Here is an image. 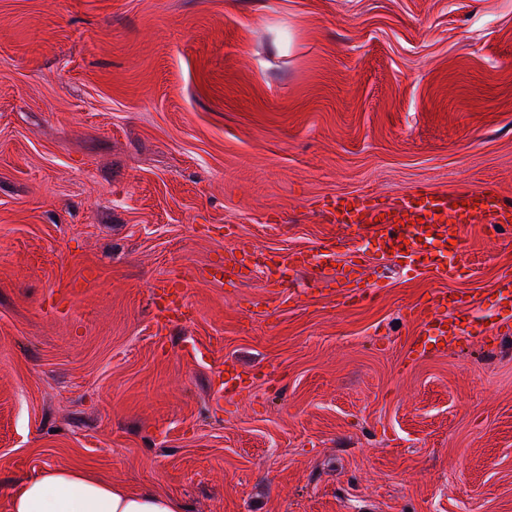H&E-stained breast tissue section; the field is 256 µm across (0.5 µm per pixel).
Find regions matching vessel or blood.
Segmentation results:
<instances>
[{"instance_id": "b4317fda", "label": "vessel or blood", "mask_w": 512, "mask_h": 512, "mask_svg": "<svg viewBox=\"0 0 512 512\" xmlns=\"http://www.w3.org/2000/svg\"><path fill=\"white\" fill-rule=\"evenodd\" d=\"M331 222L345 224L374 235L382 258L403 261L413 269L429 270L436 279H457L458 269L448 262V247L461 224H512V207L495 200L492 187L482 186L451 196L420 185L400 194L388 203L366 194H344L328 205ZM337 254L335 242L323 244L315 252H292L272 256L268 275L280 269L290 271L329 266ZM153 297L165 322H177L185 303L181 285L159 280L153 285ZM434 318L424 321L421 333L444 348L456 347L469 334L473 320L468 316V300L462 295L435 294L428 301Z\"/></svg>"}]
</instances>
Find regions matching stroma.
I'll use <instances>...</instances> for the list:
<instances>
[{
    "mask_svg": "<svg viewBox=\"0 0 512 512\" xmlns=\"http://www.w3.org/2000/svg\"><path fill=\"white\" fill-rule=\"evenodd\" d=\"M485 183L512 205V0H0V512L75 465L184 512H512V332L405 356L441 287L496 320L512 225L443 286L325 212ZM329 239L366 301L211 275ZM153 297L157 309L166 323L177 322L180 309L185 303V294L181 285L174 280H159L153 284Z\"/></svg>",
    "mask_w": 512,
    "mask_h": 512,
    "instance_id": "stroma-1",
    "label": "stroma"
}]
</instances>
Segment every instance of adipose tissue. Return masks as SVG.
Here are the masks:
<instances>
[{
    "label": "adipose tissue",
    "mask_w": 512,
    "mask_h": 512,
    "mask_svg": "<svg viewBox=\"0 0 512 512\" xmlns=\"http://www.w3.org/2000/svg\"><path fill=\"white\" fill-rule=\"evenodd\" d=\"M10 512H183L180 501L129 491L78 468L48 469L10 495Z\"/></svg>",
    "instance_id": "1"
}]
</instances>
